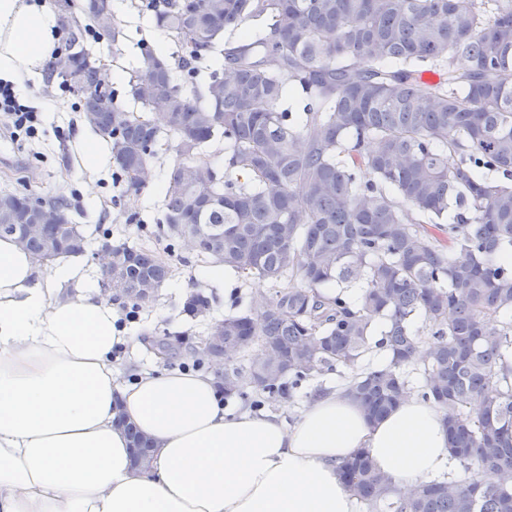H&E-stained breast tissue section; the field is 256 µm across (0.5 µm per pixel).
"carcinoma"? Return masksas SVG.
<instances>
[{
	"label": "carcinoma",
	"instance_id": "cac0c4a2",
	"mask_svg": "<svg viewBox=\"0 0 512 512\" xmlns=\"http://www.w3.org/2000/svg\"><path fill=\"white\" fill-rule=\"evenodd\" d=\"M156 26L180 40L176 62L139 43L129 79L142 111L98 92L85 27L71 21L65 54L46 80L82 94L87 124L111 145L126 189L151 179L167 136L175 159L159 220L170 244L199 239L197 255L237 277L283 286L253 311L214 323L200 345L146 333L164 361L186 347L219 364L228 352L259 354L225 365L224 399L253 407L286 399L310 377L353 371L344 392L368 419L417 394L444 412L451 454L469 476L432 480L408 495L361 451L338 466L366 512H512V0H145ZM84 14L117 44L111 0ZM266 21L263 32L247 24ZM240 32L235 40L227 32ZM224 67L199 86L197 63ZM296 92L301 111L284 106ZM224 138V172L207 147ZM457 157L450 165L443 156ZM243 172L247 180L231 177ZM41 205L61 224L25 239L31 254L83 255L87 240L60 198L0 192V237L24 235L17 218ZM154 250L112 243V295L152 304L171 276ZM327 285L336 286L329 293ZM190 293L183 312L205 315ZM421 314L428 338L412 328ZM383 320L389 364L354 368ZM421 366L414 390L406 370ZM253 391H248L247 387ZM133 458L151 442L119 419ZM492 471L483 482L474 468Z\"/></svg>",
	"mask_w": 512,
	"mask_h": 512
}]
</instances>
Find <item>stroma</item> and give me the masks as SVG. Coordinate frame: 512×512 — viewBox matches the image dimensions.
Here are the masks:
<instances>
[{
    "label": "stroma",
    "mask_w": 512,
    "mask_h": 512,
    "mask_svg": "<svg viewBox=\"0 0 512 512\" xmlns=\"http://www.w3.org/2000/svg\"><path fill=\"white\" fill-rule=\"evenodd\" d=\"M112 10L125 33L124 40L115 45L98 34L87 36L93 52L107 60L111 68L138 70L142 60L138 44L143 40L162 44L165 58H178L181 53L178 43L156 26L150 11L137 7L136 0H114ZM24 94L40 114L43 136L40 143L26 142L20 146L0 141V190L66 198L73 222L79 224L89 241L82 260L92 279L100 277L95 254L105 229L109 230L111 240L135 242L168 257L171 278L151 306L139 309L136 318L125 321L128 335L168 331L185 334L197 342L207 335L213 320L249 311L257 294L273 295L275 288L270 282L259 284L252 278L228 275L224 278V298L213 303L208 316L191 319L183 314V299L197 282L201 262L184 249L167 254L164 237L144 234L145 229L156 228L162 216L164 195L156 187L166 182L167 171L175 158L173 148L166 145L158 151L153 160V186L136 194L126 191L114 167L91 178L80 177L75 136L85 123L75 106V96L62 92L58 84L43 80L27 82ZM343 383V376L336 372L316 376L297 389L289 400L267 404L264 410L279 415L285 423H293L313 398L316 388L332 390Z\"/></svg>",
    "instance_id": "obj_1"
}]
</instances>
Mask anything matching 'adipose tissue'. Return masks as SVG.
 I'll return each mask as SVG.
<instances>
[{"label":"adipose tissue","instance_id":"adipose-tissue-1","mask_svg":"<svg viewBox=\"0 0 512 512\" xmlns=\"http://www.w3.org/2000/svg\"><path fill=\"white\" fill-rule=\"evenodd\" d=\"M56 46L49 0H0V79H40ZM117 319L82 262L43 275L0 239V512H356L338 466L358 450L403 493L455 466L443 411L416 396L372 423L336 390L287 427L226 413L208 372L120 381ZM120 415L152 439L149 468Z\"/></svg>","mask_w":512,"mask_h":512}]
</instances>
